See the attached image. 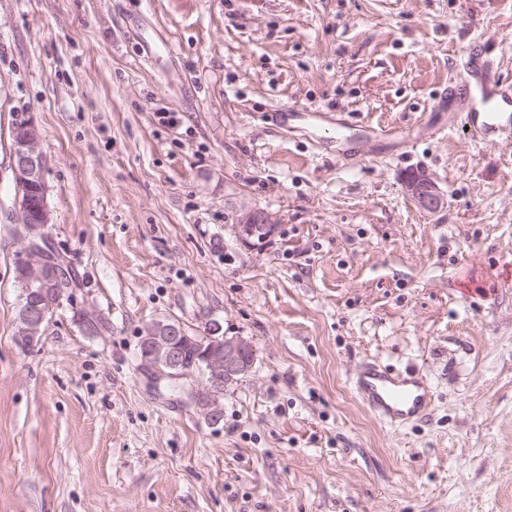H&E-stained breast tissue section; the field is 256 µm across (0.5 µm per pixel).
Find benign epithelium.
Returning <instances> with one entry per match:
<instances>
[{
  "mask_svg": "<svg viewBox=\"0 0 512 512\" xmlns=\"http://www.w3.org/2000/svg\"><path fill=\"white\" fill-rule=\"evenodd\" d=\"M45 157L40 148V132L32 119L14 129L12 173L19 188L15 207L20 214L23 279L40 284L37 299L22 312L15 339L35 344L41 339L42 325L53 311V300L66 292L65 274L56 261L49 258V236L46 232L51 217L46 207L32 210L30 191L44 193ZM405 189L409 199L420 210L435 214L447 207L448 201L436 180L426 171L407 177ZM276 214L241 204L237 209L236 234L239 241L250 246L265 241L278 230ZM181 336L175 325L166 320L146 326L139 343L140 365L151 371L155 383L174 389L181 382L191 381L190 394L199 411L214 425L223 413L220 398L224 390L248 375L254 366L255 350L243 336H227L220 324H213L200 343L199 359L188 365L181 352Z\"/></svg>",
  "mask_w": 512,
  "mask_h": 512,
  "instance_id": "benign-epithelium-1",
  "label": "benign epithelium"
}]
</instances>
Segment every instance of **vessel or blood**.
Returning a JSON list of instances; mask_svg holds the SVG:
<instances>
[{
	"label": "vessel or blood",
	"instance_id": "1",
	"mask_svg": "<svg viewBox=\"0 0 512 512\" xmlns=\"http://www.w3.org/2000/svg\"><path fill=\"white\" fill-rule=\"evenodd\" d=\"M448 109L458 114L472 139L488 146L512 143V88L502 83L498 61L491 59L481 66L476 95L449 98ZM354 391L365 407L392 426L423 417L432 401V392L421 378L375 363L363 367Z\"/></svg>",
	"mask_w": 512,
	"mask_h": 512
}]
</instances>
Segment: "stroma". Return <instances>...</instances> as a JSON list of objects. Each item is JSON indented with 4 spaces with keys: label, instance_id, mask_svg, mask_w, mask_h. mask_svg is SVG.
I'll use <instances>...</instances> for the list:
<instances>
[{
    "label": "stroma",
    "instance_id": "35a3bbf8",
    "mask_svg": "<svg viewBox=\"0 0 512 512\" xmlns=\"http://www.w3.org/2000/svg\"><path fill=\"white\" fill-rule=\"evenodd\" d=\"M491 46L512 81V0H0V512H512V148L438 104ZM25 115L80 283L26 349ZM244 202L270 242L237 239ZM165 319L253 343L219 425L141 367ZM368 361L422 377L429 415L376 418ZM405 189L412 203L424 212L435 214L447 207V196L426 171L407 177ZM278 217L276 214L242 203L237 209L236 234L239 241L246 245H253L255 241H265L275 235L278 230Z\"/></svg>",
    "mask_w": 512,
    "mask_h": 512
}]
</instances>
